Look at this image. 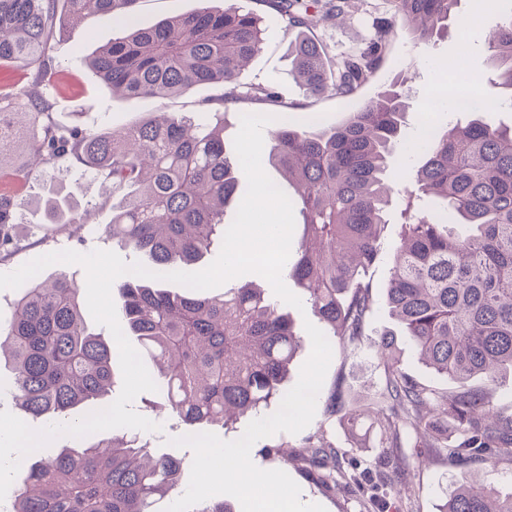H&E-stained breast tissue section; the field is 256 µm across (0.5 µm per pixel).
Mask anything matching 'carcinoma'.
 <instances>
[{"label": "carcinoma", "mask_w": 512, "mask_h": 512, "mask_svg": "<svg viewBox=\"0 0 512 512\" xmlns=\"http://www.w3.org/2000/svg\"><path fill=\"white\" fill-rule=\"evenodd\" d=\"M299 30L291 44L292 72L311 97L350 101L380 68L397 26L427 46L457 25L458 0H388L373 34L353 51L328 57L314 38L320 26L344 25L351 0H254ZM137 0H0V67L32 69L16 97L0 93V169L15 166L19 135L25 153L60 178L93 173L112 210L104 234L143 256L156 273L197 266L226 232L224 211L242 176L224 146V113L215 126L189 115L161 113L120 129L58 121L44 92L55 21L90 9L121 21L126 31L96 53L89 66L112 93L136 101L222 87L215 101L275 103L273 85L244 84L242 67L263 44V16L241 7L198 10L151 28L132 26ZM495 84L512 92V16L489 30ZM464 96L455 111L465 121L429 129L412 175L418 190L443 202L429 214L405 209L400 243L385 288L386 303L420 360L457 382L483 376L484 390L438 392L401 368L397 333L369 336L373 307L369 270L379 261L389 221V161L400 144L410 102L394 81L336 126L317 120L295 129L274 114L267 125V161L298 187L303 217L289 277L324 325L327 339L368 343L381 358L385 382L379 414L403 439L465 457L512 460V415L495 410L492 386L512 372V127L481 119L489 111ZM22 204L0 193V259L22 249L16 226ZM36 229L53 238L89 228L90 214L53 197ZM85 284L74 276L39 275L14 299L0 325V361L11 365L5 392L21 412L50 424L76 420L110 405L115 385L113 336L90 329L83 315ZM115 308L125 336L157 366L166 406L191 434L228 425V411L258 419L288 392L289 366L304 339L288 312L253 283L208 297L168 281L134 275L116 285ZM328 444L307 446L312 466L327 460ZM182 461L158 454L126 429L106 437H64L48 456L33 454L14 479L9 512H154L176 490ZM440 512H512V493L455 482Z\"/></svg>", "instance_id": "cac0c4a2"}]
</instances>
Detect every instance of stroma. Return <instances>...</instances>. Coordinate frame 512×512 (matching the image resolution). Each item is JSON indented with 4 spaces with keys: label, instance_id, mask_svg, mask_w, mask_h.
Masks as SVG:
<instances>
[{
    "label": "stroma",
    "instance_id": "stroma-1",
    "mask_svg": "<svg viewBox=\"0 0 512 512\" xmlns=\"http://www.w3.org/2000/svg\"><path fill=\"white\" fill-rule=\"evenodd\" d=\"M248 3L249 0H138L133 21L138 26L150 27L192 11L219 10L228 4L245 6ZM389 10L388 0H352L348 23L337 29L319 30L318 36L329 55L346 52L369 36L373 17L385 15ZM263 26L262 49L243 71L242 82L276 83L282 111L290 113L297 123H304L313 114L325 126L342 122L348 110L344 101L333 96L308 97L289 77L288 47L294 37L293 30L285 27L273 14L265 15ZM119 34L120 28L114 21L90 11L80 22L68 24L52 41L49 56L53 75L47 91L59 119L69 121L74 113L88 112L99 125L119 128L163 112L207 118L208 111L202 103L219 95L220 89L214 85H201L180 95L137 101L112 94L88 67L86 60ZM460 69L464 70L467 84L473 91L499 103L495 111L485 113V120L511 127L512 106L503 104V92L487 80L489 51L482 27L464 33L451 30L447 37L429 48L416 45L405 28L396 29L380 69L355 97L356 102H363L386 83L399 77L406 78L413 107L406 116L405 145L397 149L392 159L395 173L411 170L416 164V155L409 152L408 147L424 142L425 126H447L448 102L441 100L431 105L427 97L433 93L436 82L454 84ZM0 190L14 192L24 201L25 222L20 225L19 232L28 242L25 250L0 261V273L14 271L38 256L63 249L81 253L111 249V242L101 233L111 219V212L99 205L100 185L93 174L78 175L62 182L54 177L50 168L43 166L35 168L25 179L16 178L7 170L0 173ZM53 190L70 197L77 211H90L95 231L82 239L61 234L47 240L36 234L34 208ZM331 346L332 360L317 399L313 421L301 433L280 432L271 436V443L287 445V463L257 454L253 457L257 467L265 470L284 468L299 485L302 502L321 504L327 512H438L445 490L452 488L455 480L464 474L477 482L494 485L501 493L512 492L511 461L503 460L492 467L477 459L450 462L439 458L424 465L417 458V449L382 447L385 428L377 414V392L384 382L382 366L367 346L353 347L336 339L332 340ZM334 393L342 395L346 407L363 410L360 423L367 434L364 448L353 447L343 419L327 418L325 404ZM161 402L162 395L158 392H145L134 400L132 407L137 413L162 426L158 432H141L140 438L151 447L182 458L184 467H191L192 451L168 443L169 438L184 435L185 430L162 408ZM320 434L333 445L336 481L332 484L325 483L322 469L309 466L300 454L304 438Z\"/></svg>",
    "mask_w": 512,
    "mask_h": 512
}]
</instances>
